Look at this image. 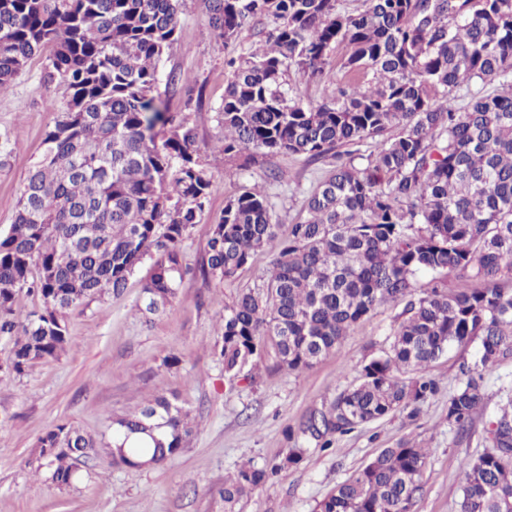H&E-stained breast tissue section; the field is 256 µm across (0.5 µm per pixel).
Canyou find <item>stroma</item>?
<instances>
[{"label": "stroma", "instance_id": "1", "mask_svg": "<svg viewBox=\"0 0 512 512\" xmlns=\"http://www.w3.org/2000/svg\"><path fill=\"white\" fill-rule=\"evenodd\" d=\"M179 20L162 70L181 72L189 81L165 99L169 111L186 116L195 127L198 152L213 175L204 212L184 243L193 262L201 257L226 201L243 187L260 184L274 220L292 224L303 217L306 197L334 161L260 155L244 169L218 152L224 131L215 116L224 98V55L259 47L266 24L243 30L225 49L210 33L203 0H184ZM47 64L46 56L35 58L0 93V134L17 144L9 168L0 170V231L12 222L18 189L42 154L45 133L61 105L56 83L46 77ZM272 170L280 172V179L269 178ZM270 259V251L256 253L236 280L219 286L186 277L174 307L149 318L138 309L141 284L151 268L146 262L122 294L70 311L71 347L0 381V512H224L225 476L246 462L260 466L281 458L291 446L289 431L333 402L356 379L365 359L389 348L402 311L394 304L379 306L335 351L300 372L278 368L276 349L266 343L260 363L228 381L212 352L224 305L240 289L260 287L269 276ZM474 352V346L461 347L432 365L441 391L418 420L397 413L337 437L327 450L307 441L298 468L253 491L242 512H313L339 482L403 439L428 450L414 512H458L462 463L485 451V427L512 400L509 358L486 373L484 410L471 436L456 439L448 422V396L462 382L460 362ZM171 355L181 357V364L165 366ZM161 395L176 397L194 428L175 461L135 471L103 454L80 469L72 486L52 483L49 461L38 447L48 430L65 423L98 438L107 414L129 412Z\"/></svg>", "mask_w": 512, "mask_h": 512}]
</instances>
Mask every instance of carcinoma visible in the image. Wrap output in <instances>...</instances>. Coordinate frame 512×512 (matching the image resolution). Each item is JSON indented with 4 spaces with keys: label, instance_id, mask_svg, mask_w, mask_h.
I'll list each match as a JSON object with an SVG mask.
<instances>
[{
    "label": "carcinoma",
    "instance_id": "1",
    "mask_svg": "<svg viewBox=\"0 0 512 512\" xmlns=\"http://www.w3.org/2000/svg\"><path fill=\"white\" fill-rule=\"evenodd\" d=\"M182 0H0V92L50 49L48 77L63 98L45 149L0 233V374L21 376L66 351L69 311L119 294L145 260L144 310L172 308L185 276L221 285L278 242L270 276L224 305L214 352L230 379L274 342L279 365L313 367L384 303H402L388 350L298 429L279 461L242 466L224 480V512L302 461L299 437L325 450L335 435L404 413L414 421L440 391L429 375L454 347L476 344L448 397V421L468 434L482 404L484 372L512 358V0H206L220 44L266 21L265 45L224 59L216 113L220 149L242 159L291 153L318 160L367 138L366 167L333 166L306 199L307 218L278 240L279 225L255 184L224 206L204 255L183 244L213 185L196 156V132L167 111L159 66L175 41ZM346 52L348 84L306 105L288 73L330 80L331 54ZM372 75L368 82L362 76ZM422 273L431 274L424 284ZM484 283L450 292L441 276ZM41 299L23 317L19 291ZM112 460L130 470L164 465L192 433L188 413L159 396L108 418ZM488 449L465 463L460 512H512V407L485 429ZM53 483L71 486L101 444L58 424L39 439ZM427 451L402 440L325 496L316 512H412Z\"/></svg>",
    "mask_w": 512,
    "mask_h": 512
}]
</instances>
